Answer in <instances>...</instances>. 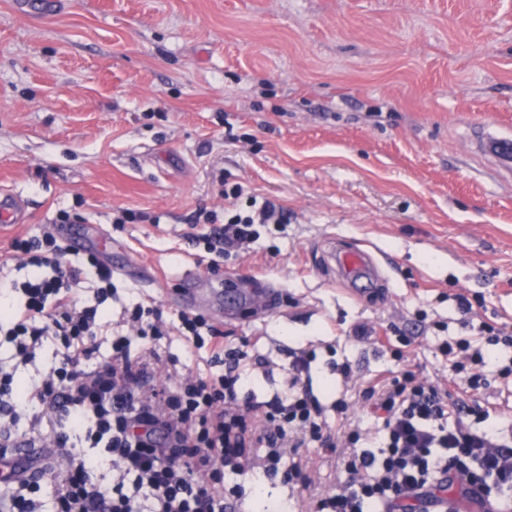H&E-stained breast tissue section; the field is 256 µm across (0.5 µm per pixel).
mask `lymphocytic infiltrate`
Instances as JSON below:
<instances>
[{"label": "lymphocytic infiltrate", "mask_w": 512, "mask_h": 512, "mask_svg": "<svg viewBox=\"0 0 512 512\" xmlns=\"http://www.w3.org/2000/svg\"><path fill=\"white\" fill-rule=\"evenodd\" d=\"M199 216L210 230L191 241L219 258L256 238L257 225L288 221L287 209L268 198L247 214L228 208ZM11 247L33 276L9 283L12 314L0 319V345L11 344L15 358L11 366L0 361V439L17 433L18 365L34 362L44 339L58 341L59 360L32 385L41 411L31 421L32 433L58 457L49 471L54 512H234L245 494L238 478L246 471L258 468L289 484L301 473L289 450L313 442L334 447L311 387L313 353H294L284 394L242 401L247 352L225 349L223 330L202 315L179 313L171 326L157 306L138 304L125 320L130 333L113 334L109 357L95 360L97 339L109 326L99 307L116 291L111 267L88 252L97 287L92 300L80 302L73 296L80 273L54 233L17 238ZM473 331L438 347L467 379L464 400L420 377L389 337L380 338L392 364L362 382L360 392L376 423L374 444L363 447L359 431L347 433V449L336 461L338 482L317 498L315 512H416L456 485L485 512H512V441L491 432L490 411L478 400L490 386L486 348L508 351L497 375L512 377V325L483 321ZM173 332L223 357V374L185 376L172 368L154 343ZM136 339L145 346L135 354ZM248 444L257 450L251 459L243 454ZM94 448L103 449L111 482L98 478Z\"/></svg>", "instance_id": "obj_1"}]
</instances>
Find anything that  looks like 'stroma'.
Returning <instances> with one entry per match:
<instances>
[{
    "mask_svg": "<svg viewBox=\"0 0 512 512\" xmlns=\"http://www.w3.org/2000/svg\"><path fill=\"white\" fill-rule=\"evenodd\" d=\"M35 2L0 0V194L27 203L0 234L8 279L29 274L13 238L59 232L66 210L120 245L127 306L176 318L190 272L205 288H278L269 312L209 317L229 347L278 364L251 368L257 400L312 350L328 423L373 435L336 367L372 378L389 359L376 337L398 334L417 371L463 395L437 350L471 334L453 295L483 296L478 317L512 324V176L465 146L475 126L512 128V0H63L45 15ZM227 183L241 211L272 198L288 221L215 266L189 237L199 209L223 213ZM127 209L158 221L117 223ZM345 246L381 270L357 296L330 263ZM298 454L311 487L248 472L240 512H261L265 494L308 512L333 487L334 455Z\"/></svg>",
    "mask_w": 512,
    "mask_h": 512,
    "instance_id": "obj_1",
    "label": "stroma"
}]
</instances>
